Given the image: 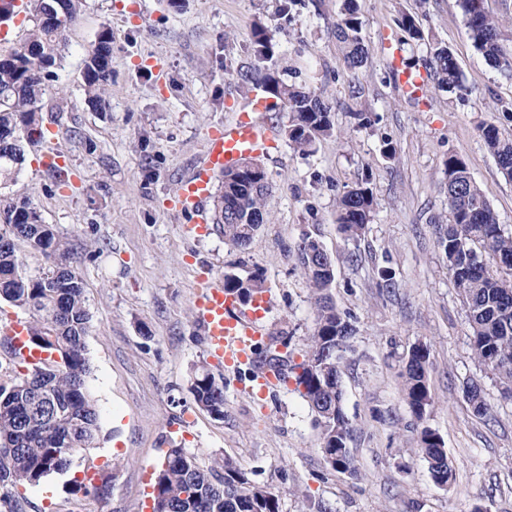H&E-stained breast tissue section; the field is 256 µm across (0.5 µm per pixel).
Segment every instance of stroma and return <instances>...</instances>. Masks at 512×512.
<instances>
[{
  "label": "stroma",
  "instance_id": "35a3bbf8",
  "mask_svg": "<svg viewBox=\"0 0 512 512\" xmlns=\"http://www.w3.org/2000/svg\"><path fill=\"white\" fill-rule=\"evenodd\" d=\"M278 0H83L58 79L45 99L52 139L28 147L17 185L73 250L91 314L88 387L102 428L94 448L68 473L36 485L0 488V512H147L146 489L170 444L211 463L232 458L272 489L280 512H512V401L475 358L467 308L438 245L448 222L445 162L460 158L505 233L512 234V179L480 132L494 123L512 138V78L492 68L469 39L459 0H359L366 71H348L331 35L339 0H303L280 18ZM413 15L424 33L398 25ZM263 26L278 69L292 83L336 104L333 137L307 156L280 144L263 164L272 184L268 222L241 251L220 233L191 238L167 201L200 158L208 131L250 108L255 94L240 73L254 62L252 32ZM112 31L107 112L83 91V55ZM447 45L464 84L453 92L428 82L408 99L391 72L393 53L426 57ZM150 58L160 73L138 68ZM370 126L358 127L356 113ZM392 154H385V146ZM61 151L72 177L60 188L46 163ZM369 179L375 197L364 237L347 240L336 200ZM316 233L334 263L331 295L356 329L343 360L344 409L356 424L360 475L332 470L317 447L314 415L294 383L265 399L240 374L210 365L193 298L203 277L264 271L266 335H281L302 356L315 318L314 297L297 256ZM391 268L385 291L378 271ZM430 349L434 404L427 423L443 439L454 477L436 485L415 455L417 431L401 372L410 349ZM224 381V417L198 407L195 369ZM477 383L490 409L476 417L463 396Z\"/></svg>",
  "mask_w": 512,
  "mask_h": 512
}]
</instances>
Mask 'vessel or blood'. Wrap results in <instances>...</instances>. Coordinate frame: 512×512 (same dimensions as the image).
Instances as JSON below:
<instances>
[{"mask_svg":"<svg viewBox=\"0 0 512 512\" xmlns=\"http://www.w3.org/2000/svg\"><path fill=\"white\" fill-rule=\"evenodd\" d=\"M277 145L272 124L240 117L209 131L201 161L184 179L169 202L170 210L186 218V232L192 236L208 233L206 203L215 179L225 169L247 156H268ZM195 317L205 334V351L225 370L237 371L255 362L256 347L264 334L262 317L265 299L241 308L225 292L223 278L202 282L194 295Z\"/></svg>","mask_w":512,"mask_h":512,"instance_id":"b4317fda","label":"vessel or blood"}]
</instances>
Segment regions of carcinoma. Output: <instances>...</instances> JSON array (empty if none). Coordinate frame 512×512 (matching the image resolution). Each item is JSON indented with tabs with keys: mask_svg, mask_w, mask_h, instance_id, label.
Wrapping results in <instances>:
<instances>
[{
	"mask_svg": "<svg viewBox=\"0 0 512 512\" xmlns=\"http://www.w3.org/2000/svg\"><path fill=\"white\" fill-rule=\"evenodd\" d=\"M469 38L485 59L504 74L512 75V54L501 44L500 23L489 14L485 0H459ZM80 0H30L33 29L8 56L0 58V184L17 182L27 148L45 137L44 96L57 78V59L68 46V32L76 21ZM334 35L343 62L358 72L368 62L362 21L356 0H343L334 24ZM254 54L259 66L241 74L273 100L269 110L288 113L285 134L288 147L309 153L321 140L333 136L334 103L306 84H288L269 66L274 51L261 26L254 28ZM412 70H429L436 85L453 90L462 87V75L454 54L435 44L423 61L404 59ZM85 94L95 110L106 109L107 87L112 82V33L104 28L86 49ZM481 136L499 168L512 178V140L500 136L496 125L485 123ZM448 187V225L439 246L458 294L467 307L471 347L479 362L490 368L502 394L512 399V235L504 234L480 187L464 162L454 156L445 164ZM224 191L214 197L217 230L224 241L244 250L253 240L252 224H265V198L269 187L253 189L249 174L239 168L224 170ZM374 214V195L368 181L344 191L336 200V224L347 237H362ZM312 233L302 237L298 260L315 299V320L307 349L299 363L290 356L259 353L256 368L280 367L293 376L296 390L314 413L319 429V448L330 467L355 476L357 460L350 448L356 427L344 410L342 362L356 334L349 316L339 310L329 290L331 279L313 270L315 246ZM46 259V266L28 271L20 246ZM498 260L507 270H493L483 254ZM56 254L72 259L69 243L55 235L43 221L35 199L19 193L0 199V300L21 309L29 317L28 343L46 344L59 353L35 367L16 363L12 375L0 381V484H38L52 473L68 472L71 460L58 455V442L70 441L87 449L96 445L101 427L87 381L93 372L87 357L91 315L79 273L64 271L49 262ZM250 284L227 280L224 290L247 304L263 292V270L248 272ZM430 350L418 344L409 351L402 378L404 395L417 423V453L427 462L432 480L446 485L453 478L441 436L426 425L434 398L428 381ZM198 381L190 391L196 404L208 412L224 413V383L204 366L194 371ZM464 398L477 416L489 414L481 389L470 384ZM154 512H279L278 496L253 483L231 459L210 466L173 446L164 454L154 485Z\"/></svg>",
	"mask_w": 512,
	"mask_h": 512,
	"instance_id": "obj_1",
	"label": "carcinoma"
}]
</instances>
